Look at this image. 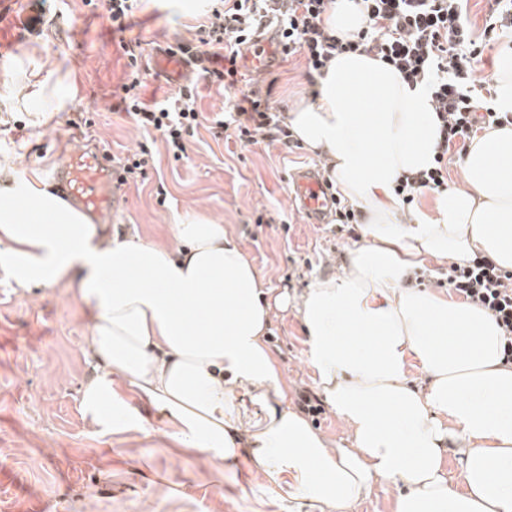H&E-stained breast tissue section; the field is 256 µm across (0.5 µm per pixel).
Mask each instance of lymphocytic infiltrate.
<instances>
[{
    "label": "lymphocytic infiltrate",
    "instance_id": "1",
    "mask_svg": "<svg viewBox=\"0 0 512 512\" xmlns=\"http://www.w3.org/2000/svg\"><path fill=\"white\" fill-rule=\"evenodd\" d=\"M212 21L201 28L205 46L197 74L205 80L236 84L239 47L246 35L266 22L283 29L285 55H301L309 73L323 74L335 55L366 53L390 63L411 86H423L438 122V141L429 169L398 180L393 192L403 204L416 194L448 189L445 157L453 146L465 145L481 126H512V110L499 111L482 100L476 66L489 43L512 40V0H490L483 28H475L467 0H354L364 18L355 39L342 41L327 31L324 16L334 0H213ZM143 80L132 68L119 109L130 115L144 134L160 133L174 160L186 156V140L199 124L194 86L182 87L171 98L148 108L140 100ZM214 139L233 137L245 144L265 140L292 148L294 138L284 116L250 90L235 99L231 116L214 120ZM448 286L466 301L491 315L512 350V271L487 257L451 267Z\"/></svg>",
    "mask_w": 512,
    "mask_h": 512
}]
</instances>
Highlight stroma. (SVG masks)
Returning a JSON list of instances; mask_svg holds the SVG:
<instances>
[{
	"instance_id": "stroma-1",
	"label": "stroma",
	"mask_w": 512,
	"mask_h": 512,
	"mask_svg": "<svg viewBox=\"0 0 512 512\" xmlns=\"http://www.w3.org/2000/svg\"><path fill=\"white\" fill-rule=\"evenodd\" d=\"M39 8L46 26L0 52V93L16 84L30 51L45 70L70 72L74 83L64 110L0 112V165H14L16 179L47 185L60 152L82 137L118 157L145 145L155 166L145 180L123 186L110 237L170 243L173 225L187 214L224 221L273 295L287 301L267 344L291 382V408L300 410L304 393L322 404L295 304L317 278L338 271L360 228L311 224L294 206L288 174L317 157L276 142L214 141L207 127L230 94L193 72L202 124L188 136L183 160L173 161L161 136L144 138L114 111L130 55L196 39L208 21L196 0H139L121 34L112 30L106 0H41ZM245 79L270 90L272 105L285 113L313 91L299 55ZM13 263L0 244V512H288L246 449L203 464L173 444L162 414L132 393L124 395L132 408L126 425L105 432L93 424L81 407L95 367L85 345L93 312L80 285L23 288L11 276Z\"/></svg>"
}]
</instances>
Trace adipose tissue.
Segmentation results:
<instances>
[{
  "instance_id": "adipose-tissue-1",
  "label": "adipose tissue",
  "mask_w": 512,
  "mask_h": 512,
  "mask_svg": "<svg viewBox=\"0 0 512 512\" xmlns=\"http://www.w3.org/2000/svg\"><path fill=\"white\" fill-rule=\"evenodd\" d=\"M315 90L289 112L290 130L364 217L342 268L297 305L344 441L289 405L288 376L265 342L269 290L224 224L187 219L172 247L107 240L46 185H7L0 243L13 277L79 278L98 368L82 406L97 424L124 420L112 385L125 383L203 462L247 449L288 512H348L378 485L395 489L393 512H512V362L500 330L482 308L408 284L426 263L477 255L512 270V126L473 137L459 180L432 210L406 216L395 181L428 169L437 142L424 89L378 58L343 53ZM250 403L260 420L247 419ZM450 453L460 462L452 478Z\"/></svg>"
}]
</instances>
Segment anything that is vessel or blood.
Wrapping results in <instances>:
<instances>
[{"label":"vessel or blood","mask_w":512,"mask_h":512,"mask_svg":"<svg viewBox=\"0 0 512 512\" xmlns=\"http://www.w3.org/2000/svg\"><path fill=\"white\" fill-rule=\"evenodd\" d=\"M15 0H0V50L20 36L30 35L45 20L35 0L16 10ZM279 28H263L251 36L242 48V65L251 71L271 67L281 47ZM198 54L191 45L162 44L153 50L156 67L181 78L192 70ZM62 196L69 200L90 223L107 228L120 199V174L108 154L94 143L63 154L51 173ZM292 195L310 223H325L334 213V199L324 178L316 169L297 170L290 182Z\"/></svg>","instance_id":"b4317fda"}]
</instances>
